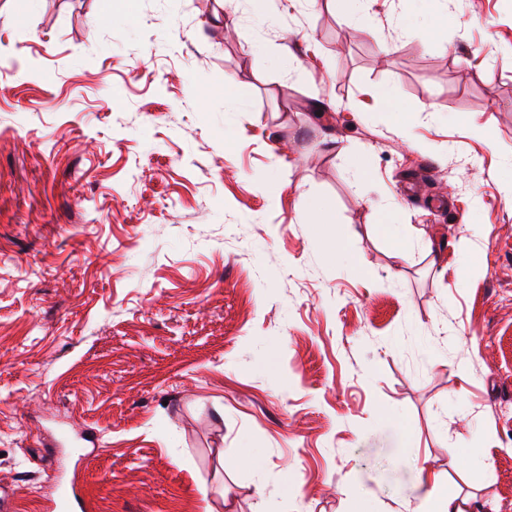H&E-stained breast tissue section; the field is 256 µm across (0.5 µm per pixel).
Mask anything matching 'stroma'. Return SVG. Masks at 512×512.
I'll list each match as a JSON object with an SVG mask.
<instances>
[{
    "mask_svg": "<svg viewBox=\"0 0 512 512\" xmlns=\"http://www.w3.org/2000/svg\"><path fill=\"white\" fill-rule=\"evenodd\" d=\"M224 9L0 0L14 512H512V0ZM342 4L345 21L356 26L362 25L369 16L370 0H336ZM436 487V477L430 486H425L422 482L414 502L408 503V512H476L479 510V507L472 502L459 501L455 496H448V494H437Z\"/></svg>",
    "mask_w": 512,
    "mask_h": 512,
    "instance_id": "obj_1",
    "label": "stroma"
}]
</instances>
